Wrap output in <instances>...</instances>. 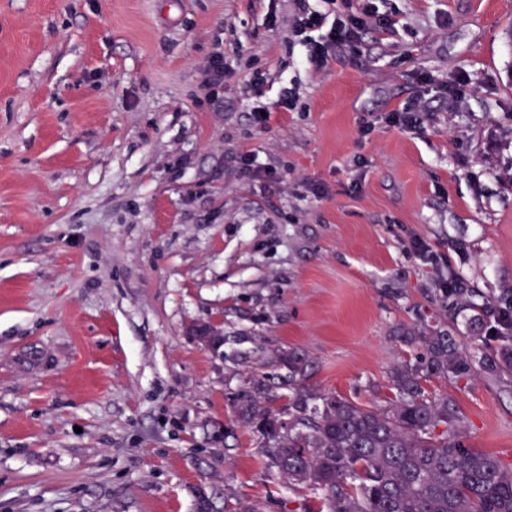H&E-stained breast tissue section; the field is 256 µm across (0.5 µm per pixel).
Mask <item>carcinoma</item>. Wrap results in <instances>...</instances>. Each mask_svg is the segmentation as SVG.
<instances>
[{"label": "carcinoma", "instance_id": "1", "mask_svg": "<svg viewBox=\"0 0 512 512\" xmlns=\"http://www.w3.org/2000/svg\"><path fill=\"white\" fill-rule=\"evenodd\" d=\"M448 283V331L404 337L423 353L393 369L396 396L388 406L312 393V361L295 347L269 356L267 364L281 373L254 377L236 393V420L260 437L266 469L290 486L319 492L308 512H512V464L467 447L453 402L422 386L431 376H483L512 387V288L479 295L460 279L450 276ZM463 310L474 312L472 324H491L494 334L456 335ZM273 378L288 391L281 411L264 403Z\"/></svg>", "mask_w": 512, "mask_h": 512}]
</instances>
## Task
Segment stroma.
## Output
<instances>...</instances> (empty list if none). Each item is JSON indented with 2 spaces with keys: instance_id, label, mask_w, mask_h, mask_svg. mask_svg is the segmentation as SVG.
<instances>
[{
  "instance_id": "35a3bbf8",
  "label": "stroma",
  "mask_w": 512,
  "mask_h": 512,
  "mask_svg": "<svg viewBox=\"0 0 512 512\" xmlns=\"http://www.w3.org/2000/svg\"><path fill=\"white\" fill-rule=\"evenodd\" d=\"M302 4L0 0V512H194L202 487L304 512L314 491L235 419L248 370L299 347L312 391L388 405L421 353L404 336L448 328L415 238L512 288V0H390L395 31L319 71L289 41ZM461 70L480 92L460 108L438 86ZM417 97L420 133L360 137ZM207 320L223 358L186 334ZM425 386L512 463V392Z\"/></svg>"
}]
</instances>
